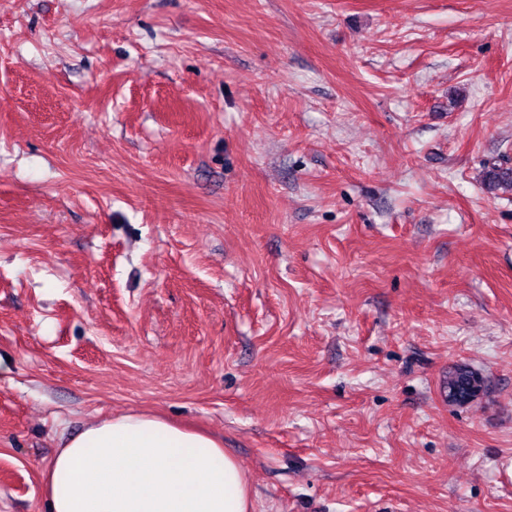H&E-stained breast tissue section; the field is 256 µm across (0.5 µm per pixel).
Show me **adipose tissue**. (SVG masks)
I'll return each instance as SVG.
<instances>
[{"instance_id": "adipose-tissue-1", "label": "adipose tissue", "mask_w": 512, "mask_h": 512, "mask_svg": "<svg viewBox=\"0 0 512 512\" xmlns=\"http://www.w3.org/2000/svg\"><path fill=\"white\" fill-rule=\"evenodd\" d=\"M44 490L49 512H252L222 440L148 414L95 421L64 440Z\"/></svg>"}]
</instances>
